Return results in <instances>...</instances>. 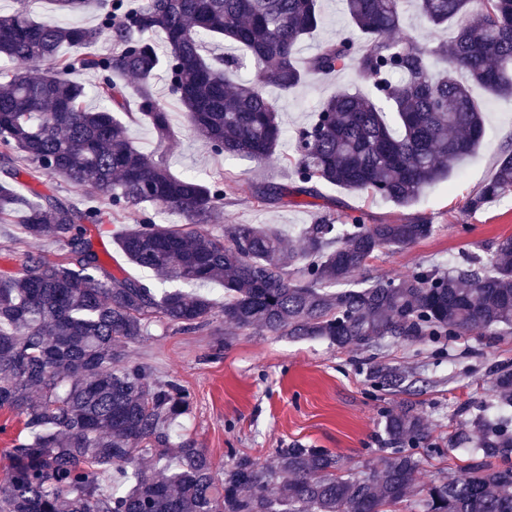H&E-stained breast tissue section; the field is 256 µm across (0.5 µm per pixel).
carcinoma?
I'll return each mask as SVG.
<instances>
[{
    "label": "carcinoma",
    "instance_id": "obj_1",
    "mask_svg": "<svg viewBox=\"0 0 512 512\" xmlns=\"http://www.w3.org/2000/svg\"><path fill=\"white\" fill-rule=\"evenodd\" d=\"M49 2L74 18L95 10L99 23L50 25L24 8L0 14V57L26 66L0 69V223L22 208L26 237L58 247L17 249L15 270L0 271V410L24 431L0 481V512H392L413 491L420 512H512V430L480 402L449 438L451 450L473 449L476 460L451 478L415 484L447 449L411 407L386 414V454L363 476L327 449L297 444L278 449L270 466L243 454L218 471L195 441L172 443L189 390L174 376L149 381L147 367L125 353L154 327L190 331L217 317L342 348L493 336L512 330V235L487 261L356 281L376 251L427 238L434 225L324 219L302 228L299 248L286 253L274 226L224 223L232 189L224 175L172 174L135 147L123 121H147L161 146L175 137L152 90L163 69L199 139L226 157L264 163L284 136L265 87L291 92L353 57L372 93L338 91L297 130L298 185L243 183L239 191L265 204L315 197L324 182L407 207L479 147L482 106L472 89L512 100V0H344L348 29L304 66L298 47L323 22L319 0H139L128 9L121 0ZM409 4L428 29L451 27L454 36L393 37ZM208 36L244 47L260 83H238L235 62L204 57ZM102 40L112 53L90 51ZM65 46L84 52L63 55ZM83 71L100 75L94 92L103 105L94 110L87 86L72 78ZM129 76L138 80L132 91ZM22 169L38 182L89 184L100 205L35 189L21 195L12 182ZM510 194L506 150L464 208L477 212ZM105 208L118 224L136 215L113 238L155 281L109 269L89 232ZM166 212L184 224L156 223ZM209 282L224 285L218 312L195 289ZM371 377L381 388L404 382L387 366ZM492 390L498 407L512 408V367L497 370ZM141 454L157 465H135Z\"/></svg>",
    "mask_w": 512,
    "mask_h": 512
}]
</instances>
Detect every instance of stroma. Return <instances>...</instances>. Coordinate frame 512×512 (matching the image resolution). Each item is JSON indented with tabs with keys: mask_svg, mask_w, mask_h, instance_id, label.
<instances>
[{
	"mask_svg": "<svg viewBox=\"0 0 512 512\" xmlns=\"http://www.w3.org/2000/svg\"><path fill=\"white\" fill-rule=\"evenodd\" d=\"M344 89L367 94L371 87L357 80L354 64L333 74L315 76L274 99L286 135L308 124L321 103ZM153 91L169 114L174 139L158 148L156 135L145 122H131L127 133L146 153H161L177 175L225 179L244 178L267 185H292L293 143L282 154L258 164L216 154L188 128L183 108L166 78ZM485 119L483 141L448 181L425 189L411 206L402 208L361 192L330 184L319 185L318 196L288 197L257 204L227 194L224 221L228 224H274L299 228L319 218L362 216L365 223L430 219L437 231L400 249H383L369 260L367 275L390 278L418 265L448 268L493 252L498 238L512 235V195L490 200L477 213L463 203L492 176L496 160L512 147V102L475 90ZM129 358L148 363L152 376L177 377L193 403L176 429L177 435L206 449L215 468L229 466L247 453L272 464L278 449L298 442L341 456L346 467L358 470L381 457L386 448L384 415L406 406L425 417L431 438L447 445L464 412L474 403H492L491 378L497 367L512 365V332L498 336H457L434 344L428 341L385 343L380 347L339 348L322 340H294L238 330L222 319L199 330L163 331L129 344ZM380 365L399 368L407 377L402 390H378L370 374Z\"/></svg>",
	"mask_w": 512,
	"mask_h": 512,
	"instance_id": "35a3bbf8",
	"label": "stroma"
}]
</instances>
